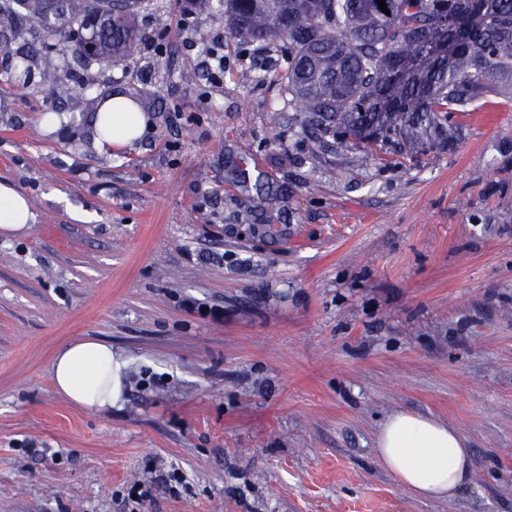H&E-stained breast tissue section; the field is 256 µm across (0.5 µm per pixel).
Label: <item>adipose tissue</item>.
Listing matches in <instances>:
<instances>
[{"label":"adipose tissue","instance_id":"ef3b65f1","mask_svg":"<svg viewBox=\"0 0 512 512\" xmlns=\"http://www.w3.org/2000/svg\"><path fill=\"white\" fill-rule=\"evenodd\" d=\"M149 117L138 104L113 93L95 116L99 149L132 147L143 135ZM36 221L28 198L13 184L0 181V236L27 234ZM128 362L110 344L83 339L62 346L52 362L57 392L90 411L110 409L120 397ZM376 452L398 483L412 494L433 500L453 496L466 486L473 457L459 431L432 416L409 411L390 415L380 428Z\"/></svg>","mask_w":512,"mask_h":512}]
</instances>
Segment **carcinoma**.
Instances as JSON below:
<instances>
[{"label":"carcinoma","mask_w":512,"mask_h":512,"mask_svg":"<svg viewBox=\"0 0 512 512\" xmlns=\"http://www.w3.org/2000/svg\"><path fill=\"white\" fill-rule=\"evenodd\" d=\"M0 0V16L76 43L80 54L115 68L135 50L139 0ZM219 0L230 36L242 45L276 43L288 93L304 127L350 148H395L414 157L447 146L456 113L475 100L512 93V0ZM441 23L455 45L422 39ZM400 70L401 80L392 78ZM59 92L67 70L43 73Z\"/></svg>","instance_id":"cac0c4a2"}]
</instances>
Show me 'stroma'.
<instances>
[{
	"label": "stroma",
	"instance_id": "obj_1",
	"mask_svg": "<svg viewBox=\"0 0 512 512\" xmlns=\"http://www.w3.org/2000/svg\"><path fill=\"white\" fill-rule=\"evenodd\" d=\"M135 25L124 69L86 64L80 94L42 80L74 43L25 81L0 67V180L37 215L0 237V512H512V99L459 113L455 143L416 161L324 148L259 68L275 45L239 48L223 11L139 0ZM117 91L149 128L104 153L93 116ZM87 337L131 361L106 412L51 382ZM399 410L457 428L469 485L400 486L375 450Z\"/></svg>",
	"mask_w": 512,
	"mask_h": 512
}]
</instances>
